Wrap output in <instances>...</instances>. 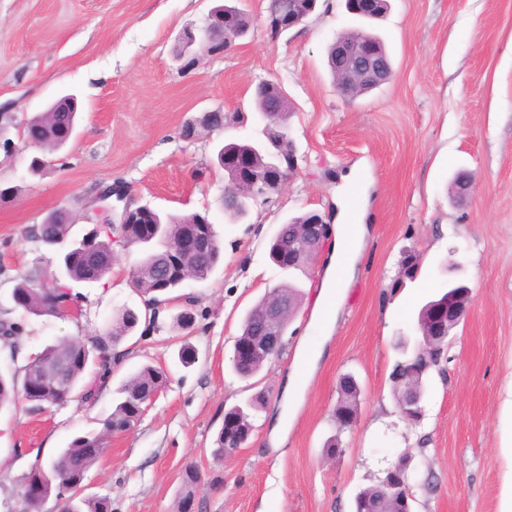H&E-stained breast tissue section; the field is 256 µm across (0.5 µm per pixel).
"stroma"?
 <instances>
[{"label":"stroma","mask_w":512,"mask_h":512,"mask_svg":"<svg viewBox=\"0 0 512 512\" xmlns=\"http://www.w3.org/2000/svg\"><path fill=\"white\" fill-rule=\"evenodd\" d=\"M378 20L347 13L345 0H318L313 15L278 38L266 30L267 0H236L252 21L232 51L202 54L192 67L176 56L183 29L203 27L211 0H0V115L11 117L12 153L0 151V308L33 269L58 272L62 252L28 229L56 209L70 212L71 240L91 227L84 217L104 185L130 190L162 212L209 210L223 263L202 282H186L161 305L159 331L125 337V360L97 402L72 401L39 416L25 402L0 408V512H29L21 485L35 461H48L80 435L101 428L122 383L142 365L169 368L171 379L143 418L111 442L89 471L84 492L107 498L112 512H175L178 474L197 463L222 489L197 490L199 512H352L355 494L401 455L414 512H505L512 469V0H389ZM379 36L392 60L391 81L355 100L337 93L326 51L337 35ZM278 84L288 97L289 131L299 168L269 202L233 223L221 206L224 142L259 138L252 88ZM65 94L82 106L75 135L43 153L22 137L24 122ZM224 107L246 123L188 142L183 125ZM468 171L474 190L455 202L451 187ZM360 205L367 228L359 273L343 291L333 328L312 321L323 266L288 273L266 245L290 217L309 210L337 216ZM414 255L415 278L403 275ZM139 250H116L107 284H78L81 320L25 316L23 351L0 342V372L20 370L25 355L67 336L108 328L117 311L142 308L129 284ZM462 264L471 311L449 337L441 372L426 381L419 422L402 419L390 379L418 308ZM287 282L301 306L286 348L254 381L233 371V341L247 312ZM199 313L187 341L196 358L182 366L173 319L183 297ZM323 354L297 401L283 397L300 346ZM350 373L362 393L358 421L337 432V381ZM265 392L252 413L253 434L230 461L213 457L224 411ZM343 451H323L331 436Z\"/></svg>","instance_id":"1"}]
</instances>
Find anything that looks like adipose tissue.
Returning a JSON list of instances; mask_svg holds the SVG:
<instances>
[{"instance_id": "obj_1", "label": "adipose tissue", "mask_w": 512, "mask_h": 512, "mask_svg": "<svg viewBox=\"0 0 512 512\" xmlns=\"http://www.w3.org/2000/svg\"><path fill=\"white\" fill-rule=\"evenodd\" d=\"M360 219V213L352 209L340 215L336 225V237L313 308L314 316L324 322H331L337 314L342 290L357 274V260L366 238Z\"/></svg>"}]
</instances>
